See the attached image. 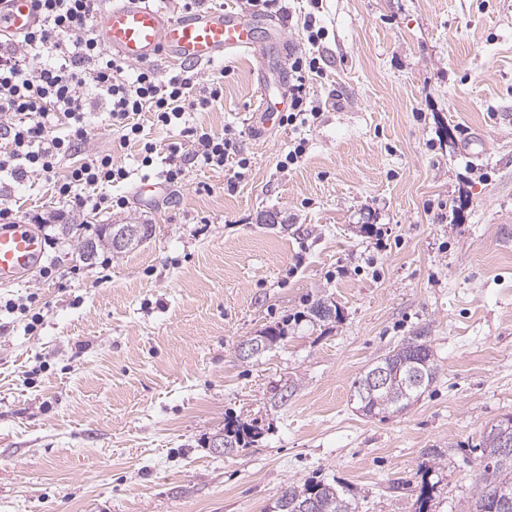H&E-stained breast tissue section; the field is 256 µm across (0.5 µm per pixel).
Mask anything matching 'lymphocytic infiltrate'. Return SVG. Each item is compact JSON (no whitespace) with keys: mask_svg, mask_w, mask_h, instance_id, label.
<instances>
[{"mask_svg":"<svg viewBox=\"0 0 512 512\" xmlns=\"http://www.w3.org/2000/svg\"><path fill=\"white\" fill-rule=\"evenodd\" d=\"M32 2L39 25L19 35H0V138L7 145L0 153V185L23 183L33 173L53 181L62 209L49 219L33 216V223L45 227L67 220L72 212L127 206L126 197L108 192L112 184L128 177L111 155L91 154L69 166L66 173L58 171L61 162L86 140L87 114L93 104L102 106L121 142L139 143L142 166L155 171L164 183L182 182L186 163L220 168L235 153L232 137L211 134L186 120L188 113L207 110L221 98L223 80L199 90L184 74L162 79L150 67L136 78H127L121 61L102 46L96 34L103 0ZM291 69L295 82L280 123L294 127L305 124L312 113L306 81L317 72L318 62L299 56ZM143 112L151 113L156 124L188 138V154L175 146L166 157L157 158L155 144L135 120Z\"/></svg>","mask_w":512,"mask_h":512,"instance_id":"f902f5d3","label":"lymphocytic infiltrate"}]
</instances>
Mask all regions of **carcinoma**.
<instances>
[{
  "mask_svg": "<svg viewBox=\"0 0 512 512\" xmlns=\"http://www.w3.org/2000/svg\"><path fill=\"white\" fill-rule=\"evenodd\" d=\"M112 225L100 224L96 239L77 240L79 259L89 265L93 264L96 253L87 252L89 243L96 249H103L118 256L120 252L112 249L110 238ZM378 363L391 368V377L387 386L372 395L357 399L359 410L366 416L401 413L428 390L438 378V365L428 343V337L420 333L412 336L378 360ZM512 429V415L492 424L486 432L485 439L491 447H499L501 430ZM262 434L256 424L242 423L229 419L224 423V440L230 450L245 448L256 441ZM506 490L512 493V459L508 461L492 460L483 465L476 479L475 491L467 501L464 512H484L488 507L489 496L494 490ZM307 499L315 500L318 512H356L357 503L351 489L339 482L316 479L304 480L299 485H290L276 498L270 512H298L296 507Z\"/></svg>",
  "mask_w": 512,
  "mask_h": 512,
  "instance_id": "1",
  "label": "carcinoma"
}]
</instances>
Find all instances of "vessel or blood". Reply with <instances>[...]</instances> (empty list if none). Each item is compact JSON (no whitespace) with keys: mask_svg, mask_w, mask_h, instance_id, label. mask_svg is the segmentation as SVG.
<instances>
[{"mask_svg":"<svg viewBox=\"0 0 512 512\" xmlns=\"http://www.w3.org/2000/svg\"><path fill=\"white\" fill-rule=\"evenodd\" d=\"M39 17L30 0H0V33H22ZM259 15L238 9H199L178 17L149 0H111L98 22L101 43L122 62L137 65L167 58L189 65H211L247 53L258 63V90L270 81L266 47L255 39ZM43 242L29 225L0 232V284L19 282L38 266Z\"/></svg>","mask_w":512,"mask_h":512,"instance_id":"1","label":"vessel or blood"}]
</instances>
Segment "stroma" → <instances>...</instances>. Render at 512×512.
I'll return each mask as SVG.
<instances>
[{"label":"stroma","mask_w":512,"mask_h":512,"mask_svg":"<svg viewBox=\"0 0 512 512\" xmlns=\"http://www.w3.org/2000/svg\"><path fill=\"white\" fill-rule=\"evenodd\" d=\"M281 18L292 56L320 59L317 115L256 132L253 57L194 68L196 87L224 81L189 117L235 138L222 168L187 165L138 204L140 147L92 112L79 153L124 166L112 192L130 202L73 223L154 232L91 266L61 238L54 277L0 287V512H267L313 476L358 512H414L424 480L429 512L471 496L484 429L512 415V0H288ZM8 203L59 207L36 174ZM32 295L33 331L4 308ZM319 300L332 318L312 319ZM269 328L283 338L238 355ZM420 332L437 381L403 413L362 415L355 381ZM229 417L261 438L208 448Z\"/></svg>","instance_id":"stroma-1"}]
</instances>
